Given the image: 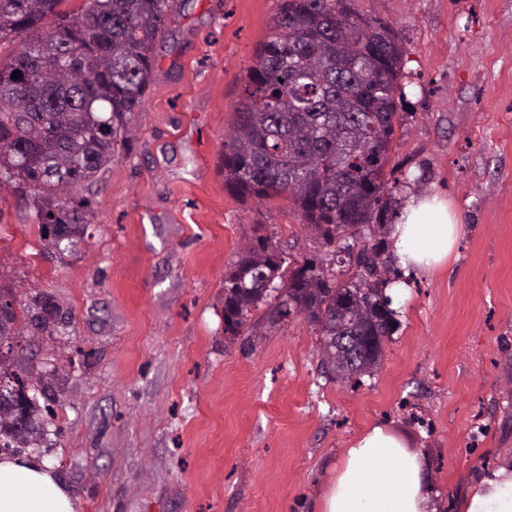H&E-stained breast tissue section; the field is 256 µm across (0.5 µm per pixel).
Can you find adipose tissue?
Segmentation results:
<instances>
[{
    "mask_svg": "<svg viewBox=\"0 0 512 512\" xmlns=\"http://www.w3.org/2000/svg\"><path fill=\"white\" fill-rule=\"evenodd\" d=\"M460 214L447 203L409 196L391 230L401 264L435 268L451 254ZM320 512H436L435 493L422 450L381 426L364 431L347 448ZM462 512H512V467L484 475L463 497ZM0 512H76L73 493L43 461L0 458Z\"/></svg>",
    "mask_w": 512,
    "mask_h": 512,
    "instance_id": "ef3b65f1",
    "label": "adipose tissue"
}]
</instances>
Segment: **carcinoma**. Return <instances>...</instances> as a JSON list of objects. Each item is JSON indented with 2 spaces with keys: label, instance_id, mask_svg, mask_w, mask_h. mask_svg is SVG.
Segmentation results:
<instances>
[{
  "label": "carcinoma",
  "instance_id": "cac0c4a2",
  "mask_svg": "<svg viewBox=\"0 0 512 512\" xmlns=\"http://www.w3.org/2000/svg\"><path fill=\"white\" fill-rule=\"evenodd\" d=\"M62 0H0V40L34 34L0 58V190L29 204L43 238L60 246L84 234L91 203L73 188L91 182L126 142L154 67L153 46L175 0H87L77 17ZM271 32L248 69L222 170L242 198L283 193L326 245L368 227L384 196L404 56L386 23L364 16L356 0H281ZM22 74L12 78L13 72ZM376 247L359 253L366 275L330 282L313 260L292 270L286 253L258 236L224 275V334L238 336L249 314L305 313L339 334L387 336L396 319L379 287ZM280 282L275 286L274 282ZM17 301L0 287V336L14 330ZM320 365L340 381L379 363L382 346L362 355L320 340ZM42 408L31 400L20 421L0 401V436L36 443Z\"/></svg>",
  "mask_w": 512,
  "mask_h": 512
}]
</instances>
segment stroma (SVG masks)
I'll list each match as a JSON object with an SVG mask.
<instances>
[{
  "label": "stroma",
  "mask_w": 512,
  "mask_h": 512,
  "mask_svg": "<svg viewBox=\"0 0 512 512\" xmlns=\"http://www.w3.org/2000/svg\"><path fill=\"white\" fill-rule=\"evenodd\" d=\"M280 0H177L145 101L91 201L77 246L43 239L0 193V286L19 321L0 359L50 413L40 443L11 449L53 468L76 512H317L346 448L379 425L427 452L439 512L512 459V0H357L406 54L385 167L398 223L412 194L463 216L445 264L380 261L399 325L360 383L322 373L305 315L253 310L224 333V274L261 233L292 265L357 281L362 231L324 245L285 194L240 200L224 138ZM48 300L66 327L31 321Z\"/></svg>",
  "instance_id": "1"
}]
</instances>
